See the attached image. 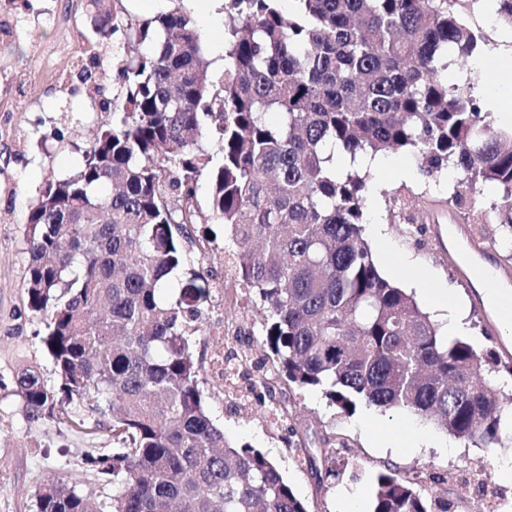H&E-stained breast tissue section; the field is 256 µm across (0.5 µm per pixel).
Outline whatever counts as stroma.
I'll return each mask as SVG.
<instances>
[{"instance_id": "1", "label": "stroma", "mask_w": 512, "mask_h": 512, "mask_svg": "<svg viewBox=\"0 0 512 512\" xmlns=\"http://www.w3.org/2000/svg\"><path fill=\"white\" fill-rule=\"evenodd\" d=\"M204 5L205 0H109V9L119 14L125 28L100 52L101 67L110 76L108 89L118 87L113 47H125L129 58L143 49L137 40L128 39L126 28H138L145 20L175 9L200 30L209 71L213 78H220L224 56L217 48L224 43L227 25H205ZM5 20L12 25L13 35L0 37V512H36V493L53 480L77 484L102 500L113 492L112 484L100 481L85 465L89 455L111 452V433L52 419L28 423L15 383L17 372L27 365L36 367L46 382L55 380L41 342L44 317L31 311L27 303L25 215L36 202L46 174L63 177L80 167L92 134L108 115L100 111V97L93 87L82 85L74 90L61 80L86 55L87 0H0V21ZM467 20L488 40L478 69L496 74L477 90L485 97L496 95L512 86V63H501L503 57L512 59V42L502 41L501 25L487 19L479 0H474ZM384 161L386 172L374 178L377 190L369 199L364 230L382 276L409 289V281L397 278L392 268L397 257L411 256L419 272L452 285L453 297L466 313L471 343L481 350L495 348L502 365L512 366V339L496 332L494 315L477 298L474 278L458 273L459 258L448 245L447 221L465 223L462 213L448 211L451 177L421 176L408 153L390 154ZM406 196L413 200L415 221L411 224L399 220V201ZM480 199L488 221L465 224L466 231L487 251L492 263L512 268V233L496 223V193L485 189ZM433 215L439 228L429 222ZM203 390L210 415L225 435L267 453L308 504L309 512H337L348 493L371 504L373 477L388 466L403 473L428 469L438 480L427 483L426 493H447L456 512H483L484 491L476 482L465 480V473L496 472L501 458L512 457V447L477 448L454 441L431 422L407 414L363 405L353 414L341 413L318 390L293 389L288 429L269 432L264 427V405L241 411L225 404L224 385L211 374ZM293 429L305 436L311 449L318 448L320 432L335 434L334 453L346 467L339 484L318 489L307 463H294L288 446ZM412 430L432 434L434 444L415 449L384 447L388 436ZM448 441L453 442V449H445Z\"/></svg>"}]
</instances>
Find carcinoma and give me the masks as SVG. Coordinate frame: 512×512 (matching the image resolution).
Masks as SVG:
<instances>
[{"mask_svg":"<svg viewBox=\"0 0 512 512\" xmlns=\"http://www.w3.org/2000/svg\"><path fill=\"white\" fill-rule=\"evenodd\" d=\"M280 2L225 0L219 81L188 16L144 21L151 51L119 61L112 121L75 173L45 177L26 214L28 305L45 315L56 381L18 373L24 417L87 424L115 443L88 461L116 487L109 500L50 483L38 512H309L267 455L229 442L206 407L195 343L209 283L196 269L171 279L202 175L263 318L271 396L317 389L345 413L384 407L485 447L512 440V402L490 384L496 354L443 339L381 275L363 237L368 174L354 167L359 155L407 152L429 178L451 168L448 209L494 185L498 223L512 229V128L483 111L482 74L442 76L486 52L484 33L463 19L466 0H296L288 13ZM87 8L93 61L119 24L102 0ZM210 139L217 163L202 147ZM333 443L324 435L308 452L319 483L343 475ZM421 481L378 473L370 512H449Z\"/></svg>","mask_w":512,"mask_h":512,"instance_id":"cac0c4a2","label":"carcinoma"}]
</instances>
